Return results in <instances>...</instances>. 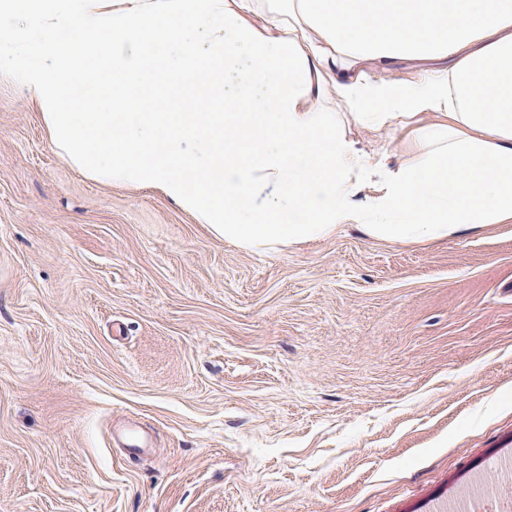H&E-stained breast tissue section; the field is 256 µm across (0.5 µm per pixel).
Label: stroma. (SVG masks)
Returning a JSON list of instances; mask_svg holds the SVG:
<instances>
[{
  "instance_id": "35a3bbf8",
  "label": "stroma",
  "mask_w": 512,
  "mask_h": 512,
  "mask_svg": "<svg viewBox=\"0 0 512 512\" xmlns=\"http://www.w3.org/2000/svg\"><path fill=\"white\" fill-rule=\"evenodd\" d=\"M507 455L512 224L244 251L0 78V512H435Z\"/></svg>"
}]
</instances>
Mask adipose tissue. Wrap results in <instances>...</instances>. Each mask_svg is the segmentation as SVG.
<instances>
[{
  "mask_svg": "<svg viewBox=\"0 0 512 512\" xmlns=\"http://www.w3.org/2000/svg\"><path fill=\"white\" fill-rule=\"evenodd\" d=\"M78 3L0 0V76L79 172L247 249L512 223V0Z\"/></svg>",
  "mask_w": 512,
  "mask_h": 512,
  "instance_id": "obj_1",
  "label": "adipose tissue"
}]
</instances>
